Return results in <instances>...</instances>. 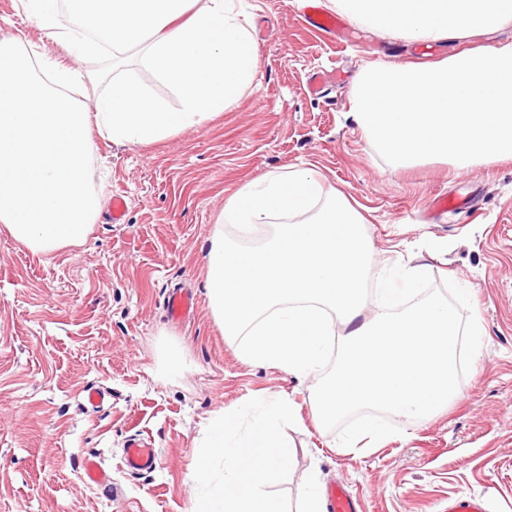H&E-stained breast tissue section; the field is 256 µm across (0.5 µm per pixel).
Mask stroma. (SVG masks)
Returning <instances> with one entry per match:
<instances>
[{
  "label": "stroma",
  "instance_id": "1",
  "mask_svg": "<svg viewBox=\"0 0 512 512\" xmlns=\"http://www.w3.org/2000/svg\"><path fill=\"white\" fill-rule=\"evenodd\" d=\"M305 0H238L257 49L240 98L211 119L148 145L94 136V184L104 203L86 240L52 255L32 252L0 228V512H191L195 461L211 421L270 393L297 417L285 434L291 468L272 486L295 512L309 476L341 482L362 512H446L449 499L484 496L488 512H512V160L460 171L441 160L392 168L348 117L350 91L368 64L431 63L482 45L408 42L350 23L331 43L303 24ZM20 36L68 62L21 0H0V39ZM335 72L321 94L316 71ZM314 167L325 189L364 216L378 264L410 259L435 283H468L485 329L481 358L461 398L379 447L336 445L299 377L244 359L224 339L206 296L208 239L226 198L268 172ZM124 194V223L107 203ZM455 207L437 210L438 198ZM190 288L194 315L171 321L165 300ZM177 352L179 372L165 356ZM106 391L89 405L88 388ZM150 440L160 463L134 474L126 441ZM99 456L109 487L87 484Z\"/></svg>",
  "mask_w": 512,
  "mask_h": 512
}]
</instances>
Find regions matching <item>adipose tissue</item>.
I'll list each match as a JSON object with an SVG mask.
<instances>
[{"label": "adipose tissue", "instance_id": "1", "mask_svg": "<svg viewBox=\"0 0 512 512\" xmlns=\"http://www.w3.org/2000/svg\"><path fill=\"white\" fill-rule=\"evenodd\" d=\"M355 22L415 42L490 32L512 22V0H330ZM250 427H243V420ZM296 419L275 395L225 409L197 460L193 512H283L268 488L292 465L282 429Z\"/></svg>", "mask_w": 512, "mask_h": 512}]
</instances>
